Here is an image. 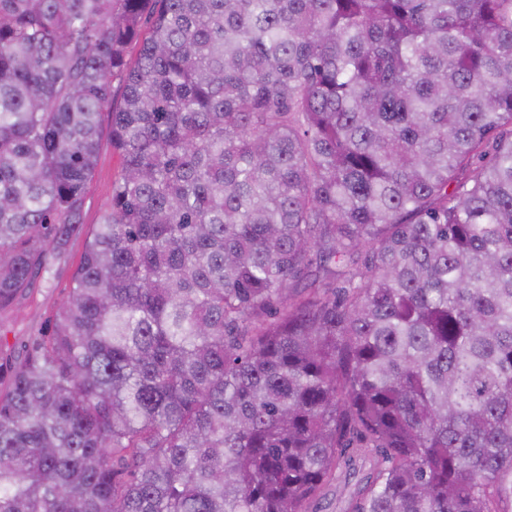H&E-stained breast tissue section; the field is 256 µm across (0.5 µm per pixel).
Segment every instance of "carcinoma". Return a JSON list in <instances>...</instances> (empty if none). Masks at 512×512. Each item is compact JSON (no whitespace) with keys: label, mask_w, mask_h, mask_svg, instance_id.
I'll return each instance as SVG.
<instances>
[{"label":"carcinoma","mask_w":512,"mask_h":512,"mask_svg":"<svg viewBox=\"0 0 512 512\" xmlns=\"http://www.w3.org/2000/svg\"><path fill=\"white\" fill-rule=\"evenodd\" d=\"M106 110L0 512H512V0H0V317Z\"/></svg>","instance_id":"obj_1"}]
</instances>
